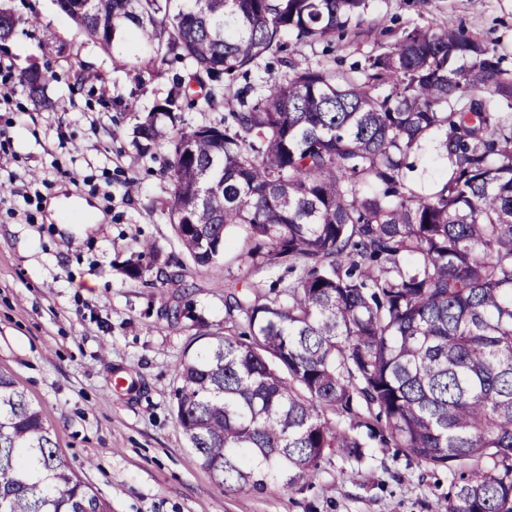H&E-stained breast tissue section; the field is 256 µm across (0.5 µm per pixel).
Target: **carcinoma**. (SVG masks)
I'll return each mask as SVG.
<instances>
[{"mask_svg": "<svg viewBox=\"0 0 512 512\" xmlns=\"http://www.w3.org/2000/svg\"><path fill=\"white\" fill-rule=\"evenodd\" d=\"M93 41L132 36L187 62L204 112L268 55L372 31L374 0H57ZM494 46L414 26L337 72L284 61L252 102L183 123L178 84L135 126L166 146L169 223L198 266L283 268L228 286L224 333L180 362L176 420L224 492L288 489L358 429L448 472L441 512H512V73ZM46 107L45 74L21 78ZM435 144L446 178L408 179ZM331 413L334 418L326 417ZM0 512H110L60 457L39 410L0 374Z\"/></svg>", "mask_w": 512, "mask_h": 512, "instance_id": "carcinoma-1", "label": "carcinoma"}]
</instances>
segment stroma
I'll return each instance as SVG.
<instances>
[{
    "instance_id": "stroma-1",
    "label": "stroma",
    "mask_w": 512,
    "mask_h": 512,
    "mask_svg": "<svg viewBox=\"0 0 512 512\" xmlns=\"http://www.w3.org/2000/svg\"><path fill=\"white\" fill-rule=\"evenodd\" d=\"M19 18L0 42V372L40 411L62 459L111 512H439L447 472L370 444L362 462L329 454L293 489L224 493L188 448L174 414L176 367L208 333L224 330V284L249 278L269 289L279 271L235 264L223 274L184 258L165 206L170 152L133 142L140 113L190 70L178 60L140 67L131 40L106 49L81 34L56 0H0ZM378 26L331 51L297 45L299 66L346 69L412 24H451L498 45L512 71V0H374ZM39 65L54 109L20 83ZM137 111H127L129 102ZM154 251L145 280L125 261ZM181 273L187 289L167 277Z\"/></svg>"
}]
</instances>
